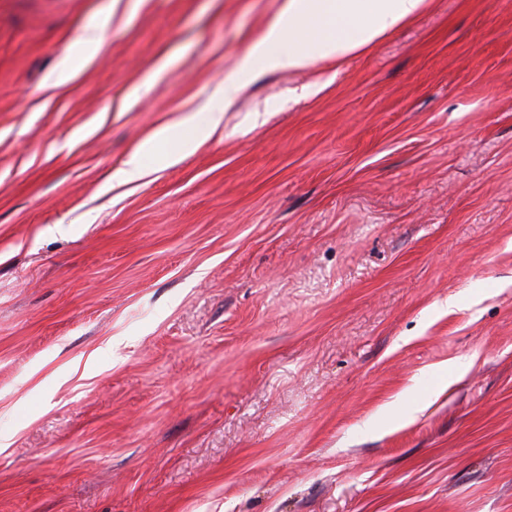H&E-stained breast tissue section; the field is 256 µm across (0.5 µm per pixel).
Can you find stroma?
<instances>
[{"label": "stroma", "mask_w": 512, "mask_h": 512, "mask_svg": "<svg viewBox=\"0 0 512 512\" xmlns=\"http://www.w3.org/2000/svg\"><path fill=\"white\" fill-rule=\"evenodd\" d=\"M280 5L0 0V512H512V0L108 183ZM101 28L96 25L86 27L77 40L76 55L68 53L61 68L52 76L49 88H58L70 83L77 72L87 64L101 46ZM147 158L148 149L145 146L131 153L112 173V186L114 183L118 185L135 183L148 177L153 168L147 163Z\"/></svg>", "instance_id": "stroma-1"}]
</instances>
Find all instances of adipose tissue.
<instances>
[{
	"instance_id": "adipose-tissue-1",
	"label": "adipose tissue",
	"mask_w": 512,
	"mask_h": 512,
	"mask_svg": "<svg viewBox=\"0 0 512 512\" xmlns=\"http://www.w3.org/2000/svg\"><path fill=\"white\" fill-rule=\"evenodd\" d=\"M429 0H283L262 33L236 58L233 72L216 92L215 102L193 115L159 128L152 140L165 144L167 164L194 153L224 128V104L232 103L260 76L270 72H311L325 61L366 53L394 28L418 18ZM77 54L66 55L50 80L70 83L101 46V29L86 27Z\"/></svg>"
}]
</instances>
